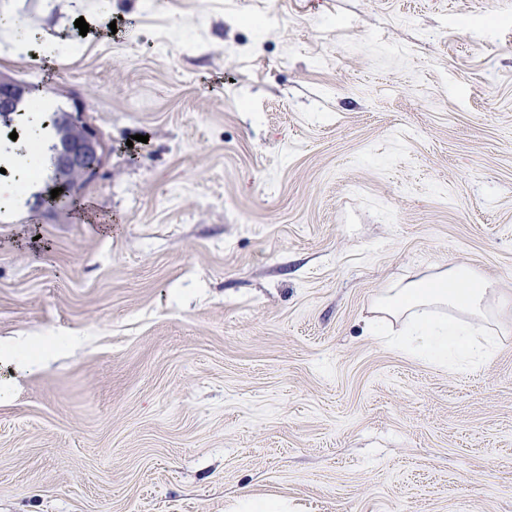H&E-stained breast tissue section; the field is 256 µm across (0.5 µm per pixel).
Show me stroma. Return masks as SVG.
Segmentation results:
<instances>
[{"instance_id":"stroma-1","label":"stroma","mask_w":512,"mask_h":512,"mask_svg":"<svg viewBox=\"0 0 512 512\" xmlns=\"http://www.w3.org/2000/svg\"><path fill=\"white\" fill-rule=\"evenodd\" d=\"M5 2L110 155L0 207V345L57 349L0 360V512H512V313L479 365L368 329L437 264L512 295V0ZM38 342L33 339H26L17 343L14 347L0 351L1 359L7 357L11 359L16 369L20 372L31 371L39 367L44 360L51 354L52 349L41 352H34V347Z\"/></svg>"}]
</instances>
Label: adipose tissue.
Returning a JSON list of instances; mask_svg holds the SVG:
<instances>
[{"label": "adipose tissue", "mask_w": 512, "mask_h": 512, "mask_svg": "<svg viewBox=\"0 0 512 512\" xmlns=\"http://www.w3.org/2000/svg\"><path fill=\"white\" fill-rule=\"evenodd\" d=\"M493 280L464 265L435 266L433 272L386 288L373 308V323L402 322L391 345L431 360L479 363L492 352L486 326Z\"/></svg>", "instance_id": "obj_1"}]
</instances>
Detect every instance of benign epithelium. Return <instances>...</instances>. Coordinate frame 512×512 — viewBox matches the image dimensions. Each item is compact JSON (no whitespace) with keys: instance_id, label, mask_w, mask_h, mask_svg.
Here are the masks:
<instances>
[{"instance_id":"7a95c632","label":"benign epithelium","mask_w":512,"mask_h":512,"mask_svg":"<svg viewBox=\"0 0 512 512\" xmlns=\"http://www.w3.org/2000/svg\"><path fill=\"white\" fill-rule=\"evenodd\" d=\"M26 90V85L9 77H0V112L9 109L12 99ZM70 127L74 139L68 149L57 156L60 184L81 183L100 175L107 160V146L99 131L85 117V108L78 105V111L70 114Z\"/></svg>"}]
</instances>
